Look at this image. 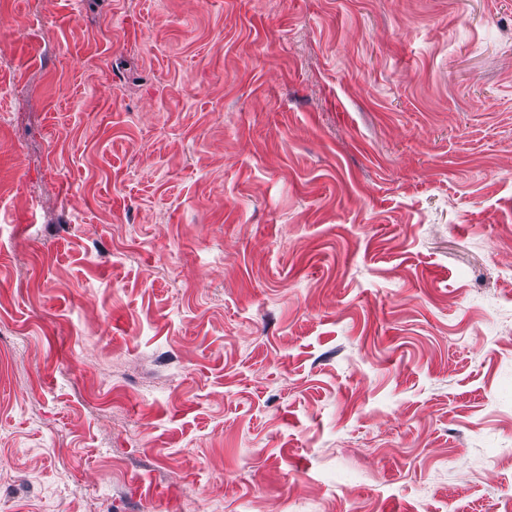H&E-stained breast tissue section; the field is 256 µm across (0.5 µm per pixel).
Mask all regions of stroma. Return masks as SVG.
Here are the masks:
<instances>
[{
    "label": "stroma",
    "instance_id": "1",
    "mask_svg": "<svg viewBox=\"0 0 512 512\" xmlns=\"http://www.w3.org/2000/svg\"><path fill=\"white\" fill-rule=\"evenodd\" d=\"M0 512H512V0H0Z\"/></svg>",
    "mask_w": 512,
    "mask_h": 512
}]
</instances>
